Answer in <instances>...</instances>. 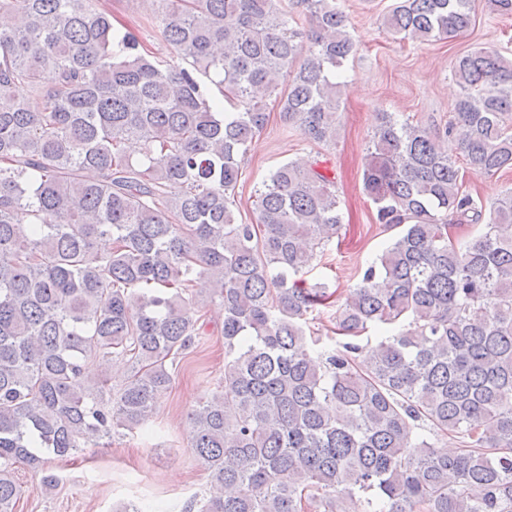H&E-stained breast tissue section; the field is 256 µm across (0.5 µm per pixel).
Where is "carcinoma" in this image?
<instances>
[{"instance_id": "carcinoma-1", "label": "carcinoma", "mask_w": 512, "mask_h": 512, "mask_svg": "<svg viewBox=\"0 0 512 512\" xmlns=\"http://www.w3.org/2000/svg\"><path fill=\"white\" fill-rule=\"evenodd\" d=\"M297 4L307 28L279 0H150L181 66L99 0H0V512L24 493L18 465L51 489L53 460L148 434L200 336L201 276L230 360L188 417L221 490L199 512H512V187L490 204L465 187L467 169L512 170V61L460 56L442 128L383 113L364 190L402 232L336 309L340 349L314 357L307 315L330 296L298 275L341 228L334 179L288 161L256 191V223L231 209L270 99L305 138L336 141L355 44L339 0ZM475 10L400 0L385 25L449 39ZM461 224L485 231L460 241ZM371 326L392 334L360 343ZM97 357L131 371L90 382ZM451 433L462 447L435 448Z\"/></svg>"}]
</instances>
